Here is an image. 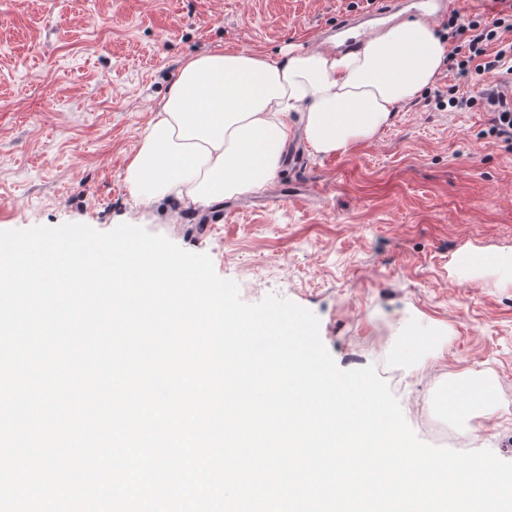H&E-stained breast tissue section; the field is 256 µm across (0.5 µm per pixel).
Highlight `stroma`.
I'll use <instances>...</instances> for the list:
<instances>
[{
	"label": "stroma",
	"mask_w": 512,
	"mask_h": 512,
	"mask_svg": "<svg viewBox=\"0 0 512 512\" xmlns=\"http://www.w3.org/2000/svg\"><path fill=\"white\" fill-rule=\"evenodd\" d=\"M379 0H0V230L132 216L193 253L248 303L276 294L312 311L343 370L375 366L424 442L428 427L512 461V287L463 279L460 248L512 253V143L483 109L438 108L454 83L399 109L343 154L295 138L263 194L170 224L166 199L130 210L124 170L188 56L218 47L277 55L312 49L321 28ZM323 187L322 195L308 191ZM442 346L409 348L413 335ZM495 387L491 412L454 418L450 384Z\"/></svg>",
	"instance_id": "obj_1"
}]
</instances>
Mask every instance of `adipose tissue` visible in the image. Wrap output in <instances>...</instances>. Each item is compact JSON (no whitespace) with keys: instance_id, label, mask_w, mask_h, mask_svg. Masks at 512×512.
Here are the masks:
<instances>
[{"instance_id":"1","label":"adipose tissue","mask_w":512,"mask_h":512,"mask_svg":"<svg viewBox=\"0 0 512 512\" xmlns=\"http://www.w3.org/2000/svg\"><path fill=\"white\" fill-rule=\"evenodd\" d=\"M446 54L435 26L416 18L344 54L319 46L278 57L221 48L188 57L124 170L130 198L140 205L170 196L197 210L262 193L290 139L301 136L323 155L373 140L399 105L434 84ZM494 401L482 379L444 395L460 417Z\"/></svg>"}]
</instances>
